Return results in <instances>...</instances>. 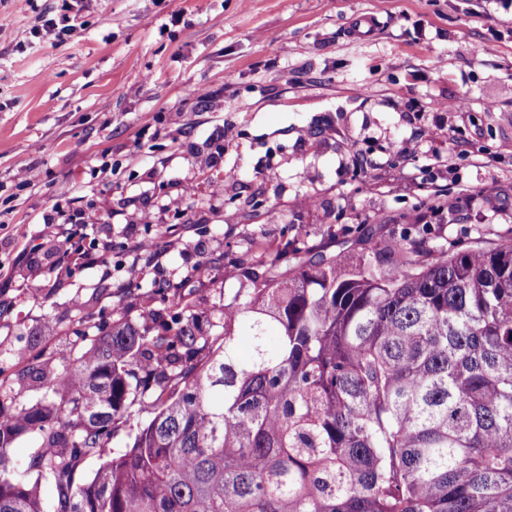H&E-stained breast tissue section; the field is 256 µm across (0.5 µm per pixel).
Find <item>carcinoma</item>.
<instances>
[{
    "label": "carcinoma",
    "instance_id": "obj_1",
    "mask_svg": "<svg viewBox=\"0 0 512 512\" xmlns=\"http://www.w3.org/2000/svg\"><path fill=\"white\" fill-rule=\"evenodd\" d=\"M351 242L241 270L218 336L154 279L162 332L119 316L67 365L33 357L44 399L0 391V512H512V237Z\"/></svg>",
    "mask_w": 512,
    "mask_h": 512
}]
</instances>
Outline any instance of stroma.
<instances>
[{
    "label": "stroma",
    "mask_w": 512,
    "mask_h": 512,
    "mask_svg": "<svg viewBox=\"0 0 512 512\" xmlns=\"http://www.w3.org/2000/svg\"><path fill=\"white\" fill-rule=\"evenodd\" d=\"M64 13L77 36L35 33ZM0 14V367L17 404L46 393L17 371L41 350L80 356L115 306L150 327L166 310L151 279L218 321L240 282L193 278L210 258L338 252L358 228L461 248L512 234V0H0ZM448 193L454 224L426 207ZM97 204L82 230L60 218ZM72 233L100 263L59 271ZM141 239L156 255L132 282Z\"/></svg>",
    "instance_id": "stroma-1"
}]
</instances>
